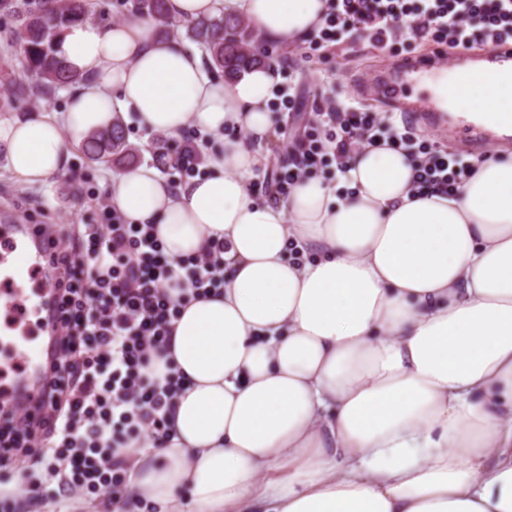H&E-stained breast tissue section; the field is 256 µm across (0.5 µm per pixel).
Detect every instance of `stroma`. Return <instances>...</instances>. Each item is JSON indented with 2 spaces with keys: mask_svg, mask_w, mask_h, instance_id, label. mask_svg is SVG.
I'll use <instances>...</instances> for the list:
<instances>
[{
  "mask_svg": "<svg viewBox=\"0 0 512 512\" xmlns=\"http://www.w3.org/2000/svg\"><path fill=\"white\" fill-rule=\"evenodd\" d=\"M308 44L304 38L271 48L280 85L296 101L294 110L282 114V132L274 133L257 146L271 168L290 162L295 152L292 140L297 136V124L313 119V108L320 98L334 96L344 102L359 96L357 81L363 76H388L395 80L400 77L394 66L395 55L373 53L361 40L342 44L310 60L302 54ZM195 136L191 127L182 136H168L161 142L155 133L134 124L126 132L129 144L138 151V164L148 166L156 165L157 150L175 157L185 140ZM5 166V158L0 155V224H52L59 233L72 236L82 231L84 225L101 223L97 201L108 198L109 181L121 169L117 163L89 161L78 146L71 153L67 176L52 178L39 186L16 183Z\"/></svg>",
  "mask_w": 512,
  "mask_h": 512,
  "instance_id": "35a3bbf8",
  "label": "stroma"
}]
</instances>
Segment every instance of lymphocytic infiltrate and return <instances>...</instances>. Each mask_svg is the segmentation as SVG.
Returning <instances> with one entry per match:
<instances>
[{"label": "lymphocytic infiltrate", "instance_id": "1", "mask_svg": "<svg viewBox=\"0 0 512 512\" xmlns=\"http://www.w3.org/2000/svg\"><path fill=\"white\" fill-rule=\"evenodd\" d=\"M358 34L390 49L398 35L461 50L512 41V0H326L314 43L327 50ZM314 127L299 160L280 168L268 188L288 196L315 171L341 169L365 148L397 146L415 159L418 194L451 195L472 167L415 133L408 122L364 107L316 104ZM104 223L86 225L58 250L60 304L57 357L36 405L0 417V459L49 450L47 481L59 495L76 487L128 503L130 459L121 449L149 436L167 438L166 414L183 383L174 370L152 374L181 296H201L224 283L223 240L207 252L171 260L150 224H128L103 204Z\"/></svg>", "mask_w": 512, "mask_h": 512}]
</instances>
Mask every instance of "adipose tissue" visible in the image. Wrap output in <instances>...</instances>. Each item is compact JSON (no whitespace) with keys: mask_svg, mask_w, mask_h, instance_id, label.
<instances>
[{"mask_svg":"<svg viewBox=\"0 0 512 512\" xmlns=\"http://www.w3.org/2000/svg\"><path fill=\"white\" fill-rule=\"evenodd\" d=\"M325 9L167 0L182 23L241 14L280 44ZM58 52L83 77L66 111L0 116L19 183L66 174L73 145L129 117L173 137L191 123L225 134L205 175L180 187L146 165L109 185L113 209L154 225L169 256L217 235L226 245L223 287L171 323L169 359L187 382L170 437L126 449L137 499L158 512H512V152L454 196L419 198L406 153L369 148L272 204L248 183L273 131L276 67L215 83L202 52L131 12L67 28ZM430 89L512 133V78Z\"/></svg>","mask_w":512,"mask_h":512,"instance_id":"ef3b65f1","label":"adipose tissue"}]
</instances>
